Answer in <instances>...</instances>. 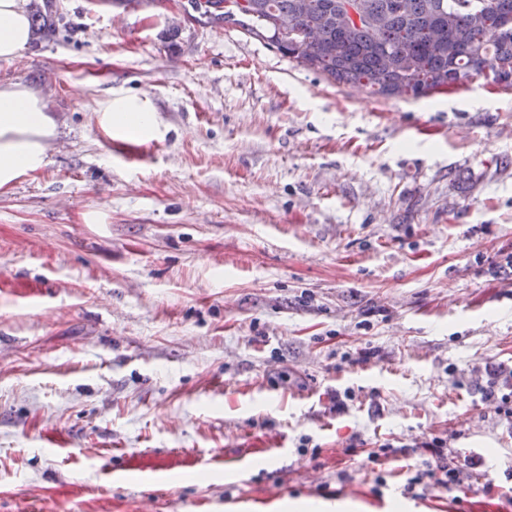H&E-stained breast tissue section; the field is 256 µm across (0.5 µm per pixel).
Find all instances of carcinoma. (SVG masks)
I'll return each instance as SVG.
<instances>
[{"label":"carcinoma","instance_id":"cac0c4a2","mask_svg":"<svg viewBox=\"0 0 512 512\" xmlns=\"http://www.w3.org/2000/svg\"><path fill=\"white\" fill-rule=\"evenodd\" d=\"M253 1L293 27L280 37L258 10L243 30L334 82L420 99L450 82L461 89L512 76V0ZM338 3L360 8L349 28L336 23ZM309 29L319 31L314 43L304 39Z\"/></svg>","mask_w":512,"mask_h":512}]
</instances>
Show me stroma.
<instances>
[{
	"label": "stroma",
	"instance_id": "1",
	"mask_svg": "<svg viewBox=\"0 0 512 512\" xmlns=\"http://www.w3.org/2000/svg\"><path fill=\"white\" fill-rule=\"evenodd\" d=\"M48 1L0 62L60 123L0 196V512H512L481 398L512 374V89L388 96L188 0ZM138 89L161 136L109 140L93 103ZM436 437L476 476L408 490Z\"/></svg>",
	"mask_w": 512,
	"mask_h": 512
}]
</instances>
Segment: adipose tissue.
<instances>
[{"instance_id":"ef3b65f1","label":"adipose tissue","mask_w":512,"mask_h":512,"mask_svg":"<svg viewBox=\"0 0 512 512\" xmlns=\"http://www.w3.org/2000/svg\"><path fill=\"white\" fill-rule=\"evenodd\" d=\"M33 40L26 0H0V60L20 56ZM94 119L110 139L146 140L159 131L147 92L114 94L97 102ZM58 123L46 99L20 82L0 85V195L47 164Z\"/></svg>"}]
</instances>
